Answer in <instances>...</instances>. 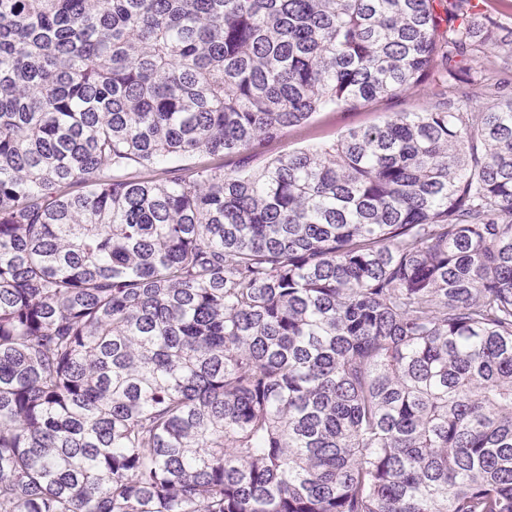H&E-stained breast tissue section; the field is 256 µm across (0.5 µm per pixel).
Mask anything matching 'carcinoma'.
Masks as SVG:
<instances>
[{"mask_svg":"<svg viewBox=\"0 0 512 512\" xmlns=\"http://www.w3.org/2000/svg\"><path fill=\"white\" fill-rule=\"evenodd\" d=\"M494 4L0 0V512H512ZM438 88L426 82L400 100L380 99L356 110L321 112L304 129L288 131L278 141L261 148L246 168L257 169L265 162L288 151L319 142L333 141L341 132L352 127H367L379 123L393 112H420L436 100Z\"/></svg>","mask_w":512,"mask_h":512,"instance_id":"carcinoma-1","label":"carcinoma"}]
</instances>
